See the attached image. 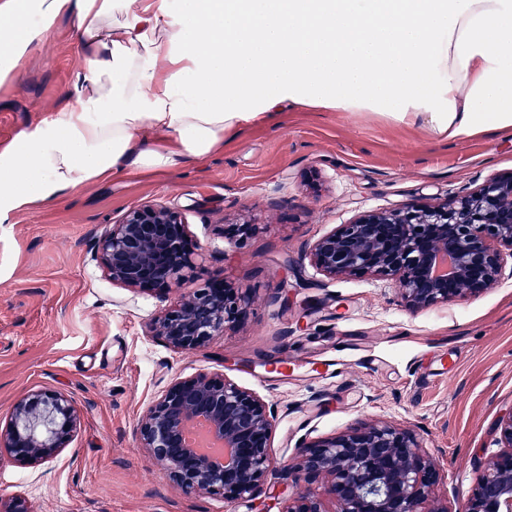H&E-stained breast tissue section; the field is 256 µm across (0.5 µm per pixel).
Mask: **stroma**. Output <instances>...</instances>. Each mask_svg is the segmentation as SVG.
<instances>
[{"label":"stroma","instance_id":"35a3bbf8","mask_svg":"<svg viewBox=\"0 0 512 512\" xmlns=\"http://www.w3.org/2000/svg\"><path fill=\"white\" fill-rule=\"evenodd\" d=\"M88 69L72 17H58L0 85V148L65 105ZM512 174V132L440 139L424 118L287 107L177 169L128 170L0 220V428L14 404L57 390L78 422L37 464H0V503L30 512H282L302 445L361 421L415 431L441 466L436 497L459 512L500 449L512 411V266L468 300L412 313L391 282L330 279L309 247L358 214L435 203ZM185 212L197 268L184 290L223 276L249 289L232 333L177 353L147 326L170 297L112 285L96 240L131 207ZM235 224L256 225L244 244ZM294 366L277 378L282 362ZM343 362L342 375L316 364ZM223 375L275 417L276 473L248 498L189 493L141 448L133 428L175 379Z\"/></svg>","mask_w":512,"mask_h":512}]
</instances>
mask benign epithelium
Returning a JSON list of instances; mask_svg holds the SVG:
<instances>
[{
    "label": "benign epithelium",
    "mask_w": 512,
    "mask_h": 512,
    "mask_svg": "<svg viewBox=\"0 0 512 512\" xmlns=\"http://www.w3.org/2000/svg\"><path fill=\"white\" fill-rule=\"evenodd\" d=\"M185 216L163 204L130 208L95 243L94 257L112 284L173 292L196 268ZM314 266L329 278L371 275L392 282L405 308L417 312L485 291L512 261V175L433 204L409 202L370 210L316 240ZM250 294L214 278L149 324L174 351H196L231 332ZM207 418L228 460L218 466L186 446L183 427ZM77 412L65 394L45 390L17 402L0 429V461L30 463L67 447ZM275 418L266 403L227 377L178 378L148 407L136 433L142 447L188 492L227 501L253 495L273 473ZM501 450L491 458L460 512H512V410L499 420ZM300 469L327 478L336 512H448L438 504L439 466L416 434L390 424H363L301 447ZM281 512H326L299 491Z\"/></svg>",
    "instance_id": "benign-epithelium-1"
}]
</instances>
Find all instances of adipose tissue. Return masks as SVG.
<instances>
[{"mask_svg":"<svg viewBox=\"0 0 512 512\" xmlns=\"http://www.w3.org/2000/svg\"><path fill=\"white\" fill-rule=\"evenodd\" d=\"M63 14L89 68L0 151V213L204 159L285 103L512 129V0H0V81Z\"/></svg>","mask_w":512,"mask_h":512,"instance_id":"1","label":"adipose tissue"}]
</instances>
